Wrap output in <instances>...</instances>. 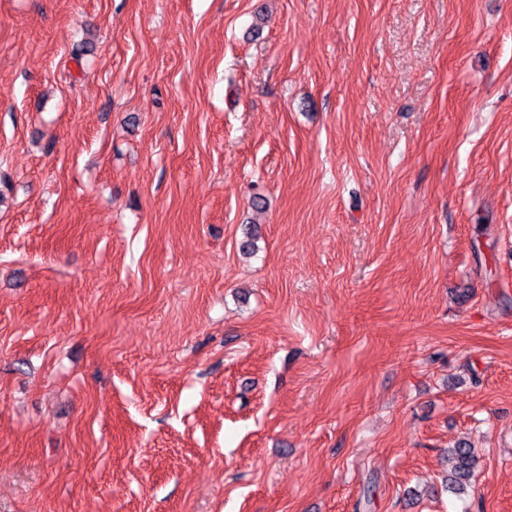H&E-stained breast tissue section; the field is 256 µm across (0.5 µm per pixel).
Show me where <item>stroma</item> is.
<instances>
[{
  "label": "stroma",
  "mask_w": 512,
  "mask_h": 512,
  "mask_svg": "<svg viewBox=\"0 0 512 512\" xmlns=\"http://www.w3.org/2000/svg\"><path fill=\"white\" fill-rule=\"evenodd\" d=\"M0 178V512H512V0H0ZM448 462L451 465L447 479L448 491L455 494L465 492L466 488L471 486V479L476 473V449L466 442L460 443L456 448L449 450Z\"/></svg>",
  "instance_id": "stroma-1"
}]
</instances>
